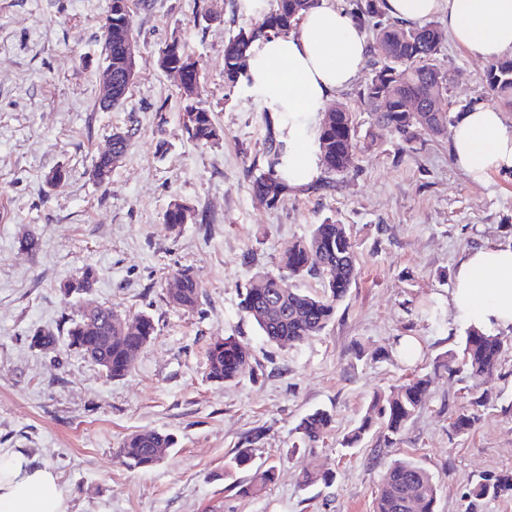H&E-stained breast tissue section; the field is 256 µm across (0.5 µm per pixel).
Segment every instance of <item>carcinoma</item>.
Masks as SVG:
<instances>
[{
    "label": "carcinoma",
    "instance_id": "1",
    "mask_svg": "<svg viewBox=\"0 0 512 512\" xmlns=\"http://www.w3.org/2000/svg\"><path fill=\"white\" fill-rule=\"evenodd\" d=\"M319 0H276V8L247 28L240 29L224 45V74L228 85L235 86L244 75V62L261 40L271 35H287L294 23ZM381 0H353L350 15L362 21L381 16ZM132 31L130 0H112V16L103 25L101 53L106 66L112 68V102L101 105L105 110L122 105L130 84L125 78L129 70L127 45ZM441 33L432 23L407 27L396 21L376 23L369 44L370 55L381 63L365 85L361 96L366 105L378 113L381 130L402 141H412L420 131L441 133L448 124V74L437 64ZM159 66L185 70L187 91H195L200 80L197 63L186 56L177 43L167 45L158 59ZM485 83L500 104L512 111V57L503 56L485 71ZM391 86L396 98L380 99L386 86ZM415 100L422 112L414 116L403 111L404 102ZM183 130L188 139L200 146L216 144L222 131L212 113L198 104L184 113ZM130 142L127 132L113 133L112 154L99 156L93 169L110 180L117 159L124 156ZM320 161L330 171L343 172L355 159V127L352 113L337 102L329 112L317 136ZM281 153L273 154L266 170L252 182L255 196L274 205L289 189ZM190 208L175 203L164 215L168 224L185 223ZM287 275L258 276L257 283L246 289L240 302L243 312L257 326L267 341L290 347L310 336L321 333L333 320L338 304L345 298L356 280L357 269L353 242L344 224L325 221L313 225L309 236L288 244L281 256ZM180 288L168 302L190 311L199 304L201 286L191 271L176 272ZM314 276L321 280L320 292H311L290 284L294 278ZM97 281L96 269L87 266L66 281L63 294L68 298L81 295L86 284ZM155 334L152 316L145 312L119 316L112 308L96 304L82 308L77 318L69 319L66 328L67 347L80 352L109 379L125 376L136 356L151 343ZM58 337L39 330L31 336L30 345L40 349L55 347ZM512 340L493 336L471 327L457 351L450 350L439 358L434 369L452 374L466 372L473 379L486 381L497 370L504 352ZM208 377L218 383H228L250 369L246 348L232 336L214 339L207 352ZM429 377L409 379L388 394L378 393L359 422L344 436L342 446L355 448L370 436L388 447L402 434L406 425L428 402ZM333 421L327 410L318 409L296 426V432L307 445H313L328 432ZM475 413L463 410L454 415L450 426L454 433L464 435L475 426ZM168 433L142 430L128 435L119 448V455L133 468L149 469L161 456L174 447ZM253 462L252 440L245 439L227 463L229 471L243 469ZM512 492L509 473L470 483L466 497L472 501L490 496L500 497ZM438 483L434 475L413 459H395L383 472L373 512H435Z\"/></svg>",
    "mask_w": 512,
    "mask_h": 512
}]
</instances>
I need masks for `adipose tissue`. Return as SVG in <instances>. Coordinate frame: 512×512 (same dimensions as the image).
Wrapping results in <instances>:
<instances>
[{"instance_id":"1","label":"adipose tissue","mask_w":512,"mask_h":512,"mask_svg":"<svg viewBox=\"0 0 512 512\" xmlns=\"http://www.w3.org/2000/svg\"><path fill=\"white\" fill-rule=\"evenodd\" d=\"M394 20L423 24L445 14L449 37L484 61L512 51V0H384ZM368 43L358 22L330 0L309 10L285 36L263 39L248 56L253 87L288 116V181L313 180L319 157L305 118L357 77ZM455 165L473 182L492 171L512 172V128L503 112L481 106L458 113L451 128ZM449 303L485 332L512 330V245L487 244L459 261ZM0 512H68L57 477L22 452L0 454Z\"/></svg>"}]
</instances>
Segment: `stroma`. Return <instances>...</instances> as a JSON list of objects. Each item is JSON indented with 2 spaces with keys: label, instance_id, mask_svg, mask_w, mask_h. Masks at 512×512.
Masks as SVG:
<instances>
[{
  "label": "stroma",
  "instance_id": "obj_1",
  "mask_svg": "<svg viewBox=\"0 0 512 512\" xmlns=\"http://www.w3.org/2000/svg\"><path fill=\"white\" fill-rule=\"evenodd\" d=\"M110 0H0V453L22 451L52 471L69 512H373L387 463L408 457L438 480L436 512H512V497L470 504L466 485L512 472V349L488 382L492 401L466 435L452 432L455 412L474 395L464 374L434 368L456 349L468 325L448 306L461 257L486 243L512 245V173L484 183L458 170L449 134L420 132L409 144L378 131L361 97L374 72L365 63L337 93L353 113L356 154L344 172L320 169L275 206L252 192L271 145L288 124L247 81L224 84V44L274 0H132L137 74L124 103L98 105L105 61L102 27ZM198 60L194 99L223 131L199 146L182 131L188 104L175 74L157 60L170 42ZM451 112L471 100L491 104L486 62L443 40ZM131 131L130 147L98 185L87 176L113 131ZM65 186L46 182L52 169ZM192 218L164 222L174 203ZM347 225L358 275L331 323L288 347L267 343L240 309L260 273H278L284 246L325 220ZM37 251L20 250L28 232ZM98 271L93 301L114 313H149L153 342L122 378L111 380L65 343L30 347L35 331L61 333L77 300L61 284L81 267ZM201 283L200 306L168 304L177 270ZM232 336L251 369L220 384L206 376L214 338ZM412 338L411 360L395 349ZM363 358H356V349ZM429 375V402L392 446L367 439L341 446L374 392ZM323 408L331 429L302 444L300 420ZM154 429L176 445L150 469L128 467L123 438ZM253 435L250 468L226 472ZM272 483L255 496L240 486ZM306 470L333 472V484L302 486Z\"/></svg>",
  "mask_w": 512,
  "mask_h": 512
}]
</instances>
